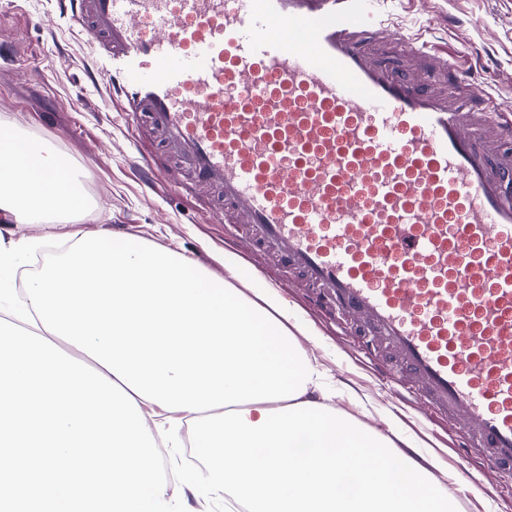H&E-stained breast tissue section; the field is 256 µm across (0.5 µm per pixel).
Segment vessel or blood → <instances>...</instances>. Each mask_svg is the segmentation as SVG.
Returning <instances> with one entry per match:
<instances>
[{"label": "vessel or blood", "instance_id": "vessel-or-blood-1", "mask_svg": "<svg viewBox=\"0 0 512 512\" xmlns=\"http://www.w3.org/2000/svg\"><path fill=\"white\" fill-rule=\"evenodd\" d=\"M145 174L207 202L400 399L512 478V107L374 0H68Z\"/></svg>", "mask_w": 512, "mask_h": 512}]
</instances>
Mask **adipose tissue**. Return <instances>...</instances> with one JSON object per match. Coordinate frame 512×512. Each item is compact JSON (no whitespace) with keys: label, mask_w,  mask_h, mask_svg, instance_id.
<instances>
[{"label":"adipose tissue","mask_w":512,"mask_h":512,"mask_svg":"<svg viewBox=\"0 0 512 512\" xmlns=\"http://www.w3.org/2000/svg\"><path fill=\"white\" fill-rule=\"evenodd\" d=\"M0 223L73 224L86 199L60 157L0 132ZM173 247L75 236L27 285L21 322L159 417L164 446L195 429L201 505L224 512H450L452 495L381 434L334 409L276 291L250 299Z\"/></svg>","instance_id":"adipose-tissue-1"}]
</instances>
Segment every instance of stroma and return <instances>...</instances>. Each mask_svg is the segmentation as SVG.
I'll use <instances>...</instances> for the list:
<instances>
[{"label":"stroma","mask_w":512,"mask_h":512,"mask_svg":"<svg viewBox=\"0 0 512 512\" xmlns=\"http://www.w3.org/2000/svg\"><path fill=\"white\" fill-rule=\"evenodd\" d=\"M409 32L469 47L484 61L478 80L495 97L512 99V0H378ZM107 58L94 55L59 0H0V122L24 138L46 142L69 160L84 194L100 213L83 215L85 233L148 246H178L222 277L236 261L224 245V226L195 199L164 181H145L143 159L158 153L153 135L128 123L103 74ZM296 313L291 331L330 380L349 383L372 405L370 427L386 432L389 420L409 435L415 460L447 480L444 460L421 432L420 414L398 406L384 384L364 370L350 337L337 335L303 300L279 291ZM481 489L461 512H512V495L499 477L472 468Z\"/></svg>","instance_id":"stroma-1"}]
</instances>
